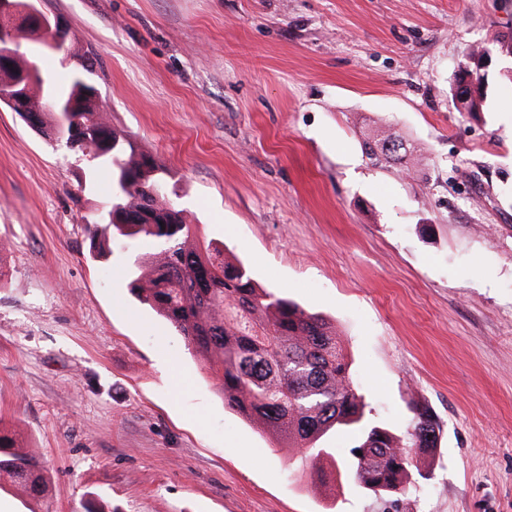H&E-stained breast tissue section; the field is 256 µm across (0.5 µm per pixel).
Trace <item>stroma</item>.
Returning a JSON list of instances; mask_svg holds the SVG:
<instances>
[{"mask_svg":"<svg viewBox=\"0 0 512 512\" xmlns=\"http://www.w3.org/2000/svg\"><path fill=\"white\" fill-rule=\"evenodd\" d=\"M96 61L113 128L259 287L336 327L371 420L439 427L397 503L225 406L206 364L130 294L140 244L90 251L94 169L0 105V427L44 496L0 512H512V81L457 111L459 61L512 33V0H39ZM420 172L372 164L374 123Z\"/></svg>","mask_w":512,"mask_h":512,"instance_id":"obj_1","label":"stroma"}]
</instances>
